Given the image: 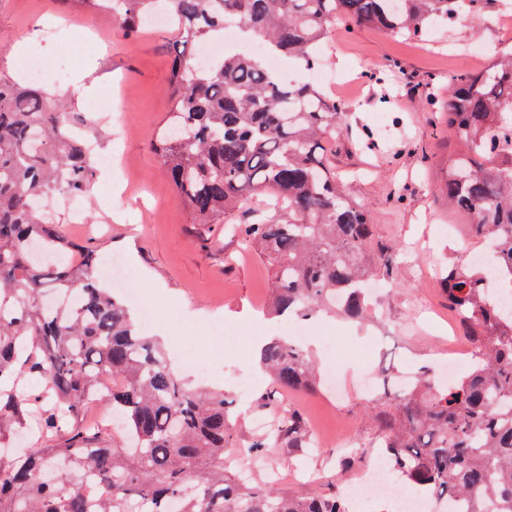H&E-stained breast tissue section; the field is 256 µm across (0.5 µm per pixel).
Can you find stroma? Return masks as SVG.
I'll return each instance as SVG.
<instances>
[{
  "label": "stroma",
  "instance_id": "obj_1",
  "mask_svg": "<svg viewBox=\"0 0 512 512\" xmlns=\"http://www.w3.org/2000/svg\"><path fill=\"white\" fill-rule=\"evenodd\" d=\"M54 16L55 36L41 46L43 85L56 91L59 111L86 114L83 135L111 152V168L94 167L81 219L70 222L57 196L48 203L67 236L93 249L102 261L123 256L136 285L160 300L152 334L162 337L175 371L196 379L188 352L209 351L207 387L224 392L236 445L248 447L260 432L257 419L277 426L287 411L300 412L308 429L328 434L319 449H274L251 465L252 483L311 497L322 492L336 460L346 453L332 434L350 428L354 468L374 458L382 442L378 411L357 380L361 370L404 387L405 374L435 363L438 351L463 344L455 316L436 277L441 267L463 262L475 242L464 216L448 212L437 192L454 147L444 131L443 101L453 76L480 69L512 44V26L490 16L432 27L424 39L406 40L368 25L337 21L317 50L328 79L320 91L346 113V127L328 145L347 194L369 214L375 249L389 253L375 265L386 292L374 299L376 323L359 325L329 317L307 348L320 373L341 366L349 383L341 396L327 386L278 394L261 404L270 387L255 356L256 338L281 335L273 317L272 269L259 252L220 224H194L170 177L151 149L168 110L166 90L174 36L147 26L126 34L111 18L60 0H8L0 6V69L21 73L12 55L35 16ZM224 323L225 332L214 329ZM252 381L249 395L235 382Z\"/></svg>",
  "mask_w": 512,
  "mask_h": 512
}]
</instances>
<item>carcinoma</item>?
<instances>
[{
    "mask_svg": "<svg viewBox=\"0 0 512 512\" xmlns=\"http://www.w3.org/2000/svg\"><path fill=\"white\" fill-rule=\"evenodd\" d=\"M113 15L128 34L157 0H78ZM495 0H165L182 47L234 23L269 50L310 69L318 44L347 19L419 37L440 21L480 17ZM169 110L152 148L193 224H222L258 248L273 270V308L307 320L333 306L351 320L371 315L365 285L372 250L367 211L336 179L327 144L342 126L335 102L309 83L292 84L260 58L226 54L197 65L179 50ZM448 154L441 196L467 218L468 236L495 258L497 285L512 288V51L448 82ZM90 146L71 133L40 84L0 71V443L37 408L45 444L0 459V512H349L341 469L312 498L256 489L226 475L233 441L224 393L174 372L113 289L90 272L92 250L75 251L65 228L43 213L46 197L89 192ZM258 193L286 215L235 224ZM448 305L475 348L453 385L427 369L383 412V450L409 488L466 512H512V312L500 309L487 272L468 262L443 277ZM58 301L48 305L47 292ZM260 362L279 390L313 389L314 368L291 340L266 343ZM122 420L133 447L103 434L51 438L92 399ZM306 427L292 410L246 452L286 443Z\"/></svg>",
    "mask_w": 512,
    "mask_h": 512,
    "instance_id": "obj_1",
    "label": "carcinoma"
}]
</instances>
